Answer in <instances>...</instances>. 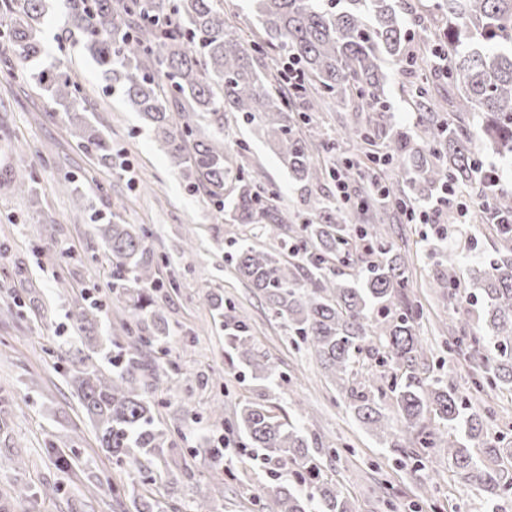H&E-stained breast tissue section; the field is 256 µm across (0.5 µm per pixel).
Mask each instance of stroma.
Wrapping results in <instances>:
<instances>
[{
  "mask_svg": "<svg viewBox=\"0 0 512 512\" xmlns=\"http://www.w3.org/2000/svg\"><path fill=\"white\" fill-rule=\"evenodd\" d=\"M42 36L49 57L62 59L82 87L81 106L101 122L123 159L109 168L89 156L69 130L65 113L56 112L30 78L29 67L0 60V512H129L128 498L113 499V486L139 485L137 468L116 465L102 451L74 390L58 368L60 349L78 352L69 311L76 297L102 302L99 334L124 343L120 326L125 299L112 289V257L74 200L57 190L67 179L90 177L102 187L91 193L96 208L113 221L137 224L155 256L158 302L169 323L147 355L166 357L170 388L155 393L156 418L173 449L157 461L174 469L186 458L194 479L209 486L217 512H274L270 493L282 483L300 494L308 485L294 470L260 465L246 451L236 426L242 404L260 402L280 420L293 422L331 449L323 471L336 481L353 512H487L483 497L461 486L451 473L432 478V461L415 448L396 452L357 421L343 394L312 355L298 348L287 325L269 313L258 293L239 281L227 260L241 243L268 246L259 225L224 223L206 195L188 189L180 171L159 150L152 130L107 88L80 43L69 39L65 0H48ZM385 87L391 125L416 127L418 113L408 92L415 79L404 64L385 62ZM368 115L356 98L333 101L299 127L321 145L324 163L362 153L359 144L339 141L343 126L366 125ZM224 143L231 164L262 168L280 189V200L296 223L312 219L302 191L261 134L224 118ZM39 151L37 182L30 195L14 193L6 180L18 153ZM470 221L452 224L448 237L430 238L426 224L404 215L389 222V239L410 267L408 298L422 312L420 334L431 349L434 369L463 394L468 407L489 410V436L512 439V393H478L477 364L449 349L460 323L453 305L439 302L430 286L442 256L459 267L490 262L498 239L466 187ZM193 253H184L186 240ZM223 296L246 316L252 341L274 363L270 380L224 352L221 320L208 303ZM226 448L223 476H216L206 448L214 437Z\"/></svg>",
  "mask_w": 512,
  "mask_h": 512,
  "instance_id": "1",
  "label": "stroma"
}]
</instances>
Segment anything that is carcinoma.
Masks as SVG:
<instances>
[{
  "instance_id": "carcinoma-1",
  "label": "carcinoma",
  "mask_w": 512,
  "mask_h": 512,
  "mask_svg": "<svg viewBox=\"0 0 512 512\" xmlns=\"http://www.w3.org/2000/svg\"><path fill=\"white\" fill-rule=\"evenodd\" d=\"M46 0H0V55L33 65L31 78L63 111L82 92L62 60H47L40 25ZM265 42L244 41L224 15L222 0H66L70 35L80 39L105 80L118 86L130 108L152 127L155 141L180 169L189 189L202 191L229 213L234 224H260L265 237L284 249L283 228L288 210L278 205V191L266 186L260 168L232 170L224 138L203 131L206 121L224 131V113L232 112L258 128L293 183L312 192L327 177L319 148L297 132L291 101L301 100L304 112H320L339 96L361 99L373 113L369 127L379 130L386 111V75L381 63L396 58L414 67L407 51L404 0H253ZM444 18L438 38L448 54V105L459 115L477 116L485 148L512 156V0H433ZM282 49L298 62L300 79L288 83L282 74L260 73L257 54L263 44ZM422 110L421 134L393 128L389 157L398 161L404 189L396 197L407 204L429 198L451 184L477 182L488 199L482 209L512 213V191L489 187L476 167L474 135L461 124L435 118L428 79L411 88ZM77 143L99 160L112 164V141L83 120L71 124ZM35 158L21 154L12 170L14 191L31 194ZM231 189L224 192L226 181ZM58 189L73 194L90 212L94 230L112 256L113 286L133 302L131 343L117 357L103 347L96 332L99 308L82 298L73 301L69 317L87 349L70 360L66 374L85 416L95 425L100 447L117 465L135 462L145 479L152 478V458L163 454L166 431L153 414L152 395L162 383L163 370L143 350L168 331L162 310L137 285L155 283L154 256L145 234L133 224H114L101 214L74 182ZM316 221L304 224L291 252L298 258L252 245H240L233 255L236 276L255 289L267 308L288 323L293 341L314 355L325 373L346 393L356 419L385 437L390 448L417 445L448 465L466 488L483 496L493 512L512 504V471L493 468L490 460L512 459V445L490 438L485 417L463 412V398L430 375L429 353L417 336L418 314L408 300V265L387 238L383 224L396 205L364 197L352 212L321 199H311ZM374 223L360 230L369 235L376 259L364 262L354 245L349 224L355 215ZM500 247L490 263H474L461 273L454 260L439 261L435 280L439 299L474 294L478 313L471 314L455 338L485 374L476 392L507 387L512 390V224L499 228ZM348 269L339 278L335 263ZM223 312L224 346L257 378L275 375V365L256 352L245 316ZM367 354L387 368L390 376L375 389L349 385L360 357ZM395 402L388 416L383 403ZM237 426L264 460L292 468L312 479L311 493L302 496L286 486L274 489L277 512H353L343 490L322 475L324 449L297 425L281 421L260 402H248L237 412ZM481 448L483 457L468 443ZM135 512H155L158 501L128 493ZM194 512H213L208 488L196 486Z\"/></svg>"
}]
</instances>
